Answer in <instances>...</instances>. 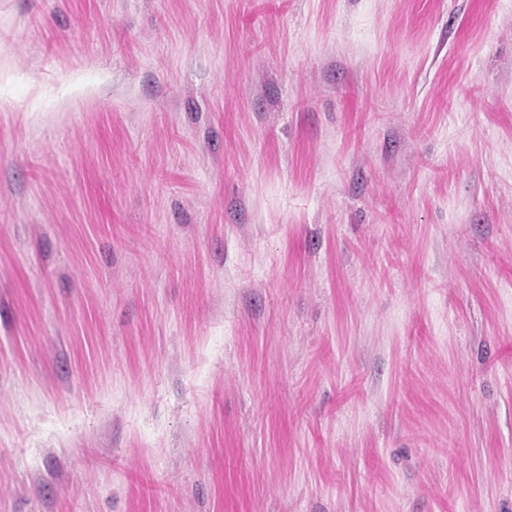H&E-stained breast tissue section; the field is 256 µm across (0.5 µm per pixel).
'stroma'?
I'll return each instance as SVG.
<instances>
[{
  "label": "stroma",
  "mask_w": 512,
  "mask_h": 512,
  "mask_svg": "<svg viewBox=\"0 0 512 512\" xmlns=\"http://www.w3.org/2000/svg\"><path fill=\"white\" fill-rule=\"evenodd\" d=\"M0 512H512V0H0Z\"/></svg>",
  "instance_id": "1"
}]
</instances>
